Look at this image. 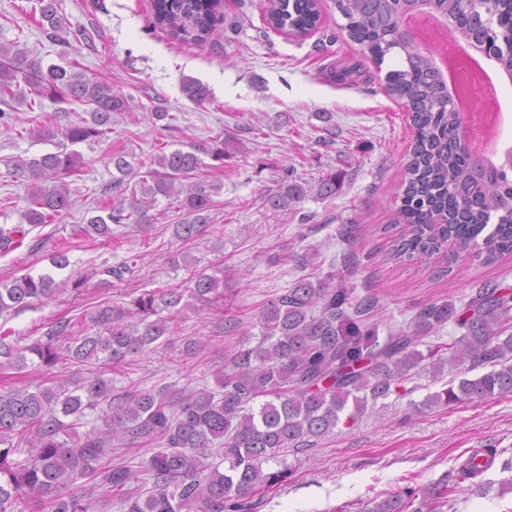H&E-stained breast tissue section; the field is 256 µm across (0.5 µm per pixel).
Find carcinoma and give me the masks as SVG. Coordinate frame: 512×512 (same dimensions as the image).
Returning a JSON list of instances; mask_svg holds the SVG:
<instances>
[{"instance_id":"carcinoma-1","label":"carcinoma","mask_w":512,"mask_h":512,"mask_svg":"<svg viewBox=\"0 0 512 512\" xmlns=\"http://www.w3.org/2000/svg\"><path fill=\"white\" fill-rule=\"evenodd\" d=\"M345 20L340 31L362 46L377 67L395 53L398 68L385 74V91L410 103L416 130L405 166V187L394 223L404 233L394 239L398 258L422 261L443 253L453 242L458 255L479 251L486 264L512 254V163L501 168L476 166L463 154L457 129L462 119L433 59L413 43L396 37L398 19L389 0H333ZM224 0H152L153 27L192 49L211 45L224 22ZM448 24V36H472L485 24L479 45L489 41L499 68L512 72V0H437ZM322 0H270L264 15L268 28L304 37L321 20ZM38 24L51 40L70 33L55 0H40ZM183 92L202 103L208 92L187 81ZM49 98L85 107L84 115L63 128L41 125L37 141L59 143L62 150L38 158L7 161V173L29 186V206L23 223L0 229V253L24 244L26 226L50 224L72 206L66 179L82 177L81 156L65 151L66 144L95 140L112 129L115 116L129 111L127 96L103 76L46 64L16 43L0 45V124H7L15 105H36ZM211 157L212 168L224 167V147L162 151L141 161L144 175L129 195L103 203L107 215H95L75 234L94 233L112 240V225L129 220L150 224L157 196L180 199L174 235L195 240L206 232L214 196L221 186L199 175L205 166L199 153ZM119 176L133 173L122 151L110 158ZM306 194L296 183L282 182L261 197L264 206L288 214V207ZM184 288L145 291L127 302L105 306L89 317L60 320L41 336L21 345L12 332L0 330V372L22 373L38 366L48 375L36 390H0V512H14L18 501H33L47 512H89L90 504L73 492L79 482L90 483L89 495L99 492L100 509L117 501L121 512H247L256 492L287 478L283 457L288 449L311 447L333 432L348 402L354 419L368 398L385 397L391 385L427 363L440 372L449 365L490 371L430 395L425 406L451 404L512 393V293L485 286L462 308L431 304L416 316L412 329L402 330L379 344L364 325L373 301H356L330 273L314 283L298 279L271 300L260 317L262 337L238 351L224 372L222 390L160 389L112 394V381L103 373L128 358L167 343L166 336L183 318L188 296L204 305L224 302V264L192 268ZM61 287L49 274L29 273L0 282V317L49 299ZM453 320L461 336L450 343H431L418 350L437 328ZM93 365L84 377L77 371L56 380L59 365ZM99 412L102 426L81 432L86 411ZM157 445L145 469L152 488L134 486V473L112 463L120 450ZM26 458L19 459L20 455ZM274 462L280 469L271 470ZM478 477L462 465L444 474L417 498L413 490L370 501L365 512H442L457 481Z\"/></svg>"}]
</instances>
